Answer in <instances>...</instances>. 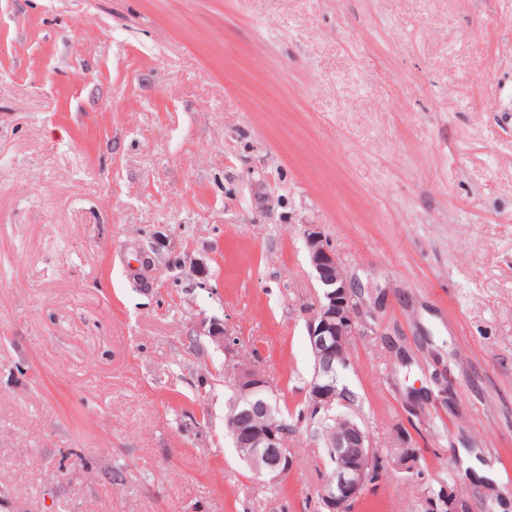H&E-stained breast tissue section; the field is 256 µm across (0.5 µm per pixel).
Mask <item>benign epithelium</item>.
<instances>
[{
    "instance_id": "benign-epithelium-1",
    "label": "benign epithelium",
    "mask_w": 512,
    "mask_h": 512,
    "mask_svg": "<svg viewBox=\"0 0 512 512\" xmlns=\"http://www.w3.org/2000/svg\"><path fill=\"white\" fill-rule=\"evenodd\" d=\"M303 237L320 288L316 303L306 310V332L314 363L309 400L319 418L334 421L336 407L341 405L336 394V378L350 363L353 338L361 323L359 292L318 225H304ZM226 378L233 389L229 405L241 406L246 411L257 407L265 413L277 410L269 382L259 368L230 363L226 366ZM342 421L346 426L333 447L352 448L354 452L351 463L342 470L330 472L319 491L328 512H348L349 506L371 484L370 436L352 418L344 417ZM227 431L241 459L265 461V476L274 480L292 468L293 459L284 441L288 434L287 421H282L280 427L250 431L231 423Z\"/></svg>"
}]
</instances>
